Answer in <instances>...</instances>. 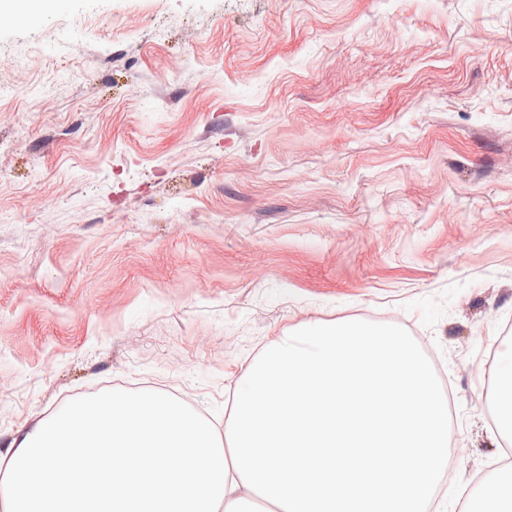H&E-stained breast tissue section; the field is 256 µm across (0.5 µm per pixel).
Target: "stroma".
<instances>
[{
	"label": "stroma",
	"instance_id": "1",
	"mask_svg": "<svg viewBox=\"0 0 512 512\" xmlns=\"http://www.w3.org/2000/svg\"><path fill=\"white\" fill-rule=\"evenodd\" d=\"M0 450L113 388L223 426L267 341L405 328L437 512L495 479L512 0H63L0 20Z\"/></svg>",
	"mask_w": 512,
	"mask_h": 512
}]
</instances>
